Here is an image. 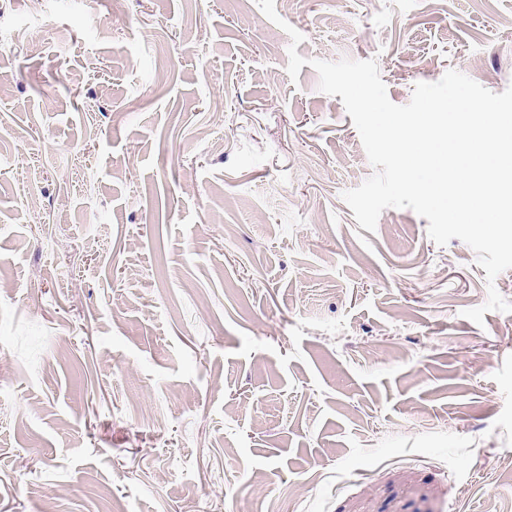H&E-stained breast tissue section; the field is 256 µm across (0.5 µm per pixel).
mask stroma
<instances>
[{"label": "stroma", "instance_id": "35a3bbf8", "mask_svg": "<svg viewBox=\"0 0 512 512\" xmlns=\"http://www.w3.org/2000/svg\"><path fill=\"white\" fill-rule=\"evenodd\" d=\"M299 55L512 85V0H276ZM255 0H0V512H512V313Z\"/></svg>", "mask_w": 512, "mask_h": 512}]
</instances>
